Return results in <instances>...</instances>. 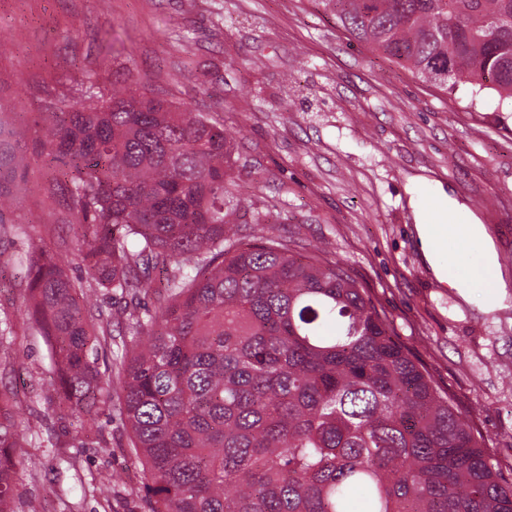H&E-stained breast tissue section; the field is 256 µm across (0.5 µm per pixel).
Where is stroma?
<instances>
[{
    "label": "stroma",
    "mask_w": 512,
    "mask_h": 512,
    "mask_svg": "<svg viewBox=\"0 0 512 512\" xmlns=\"http://www.w3.org/2000/svg\"><path fill=\"white\" fill-rule=\"evenodd\" d=\"M0 44V99L11 105L0 121L25 163L36 162L32 117L90 79L108 90L134 82L223 123L241 202L228 235L279 237L297 255L328 246L512 483V298L493 306L479 280L462 298L451 282L479 264V242L450 243L461 261L441 282L414 230L420 212L458 223L438 210L448 194L485 225L512 286V111L497 110L495 91L471 109L351 38L321 0H0ZM37 198L35 184L18 186L21 230L0 237V251L60 235L70 247L60 264L79 276L77 228L55 224ZM55 377L35 332L0 355V380L22 400L21 453L40 462L18 467L11 512L34 500L44 512H150L122 421L103 415L74 433Z\"/></svg>",
    "instance_id": "35a3bbf8"
}]
</instances>
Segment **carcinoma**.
<instances>
[{
    "label": "carcinoma",
    "instance_id": "1",
    "mask_svg": "<svg viewBox=\"0 0 512 512\" xmlns=\"http://www.w3.org/2000/svg\"><path fill=\"white\" fill-rule=\"evenodd\" d=\"M321 2L420 80L512 106V0ZM32 129L46 201L82 231L81 275L58 263L65 242H29L25 326L45 339L76 433L117 406L151 512H512L468 423L342 265L224 234L239 203L230 140L208 113L91 81ZM11 162L0 235L20 223L12 186L29 176ZM116 328L128 339L114 350ZM20 404L0 390V512Z\"/></svg>",
    "mask_w": 512,
    "mask_h": 512
}]
</instances>
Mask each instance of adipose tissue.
Instances as JSON below:
<instances>
[{
	"instance_id": "adipose-tissue-1",
	"label": "adipose tissue",
	"mask_w": 512,
	"mask_h": 512,
	"mask_svg": "<svg viewBox=\"0 0 512 512\" xmlns=\"http://www.w3.org/2000/svg\"><path fill=\"white\" fill-rule=\"evenodd\" d=\"M417 238L423 256L438 280L448 278V264L441 258L448 242H482L481 262L475 269L476 276L484 279L496 297H504L506 283L501 277L499 257L495 244L484 225L475 219H468L463 224H431L419 220L415 226Z\"/></svg>"
}]
</instances>
